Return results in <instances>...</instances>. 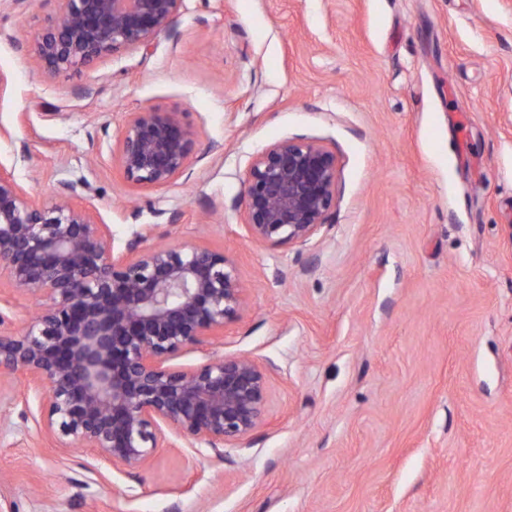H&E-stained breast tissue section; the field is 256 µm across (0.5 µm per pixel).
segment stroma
Here are the masks:
<instances>
[{"mask_svg": "<svg viewBox=\"0 0 512 512\" xmlns=\"http://www.w3.org/2000/svg\"><path fill=\"white\" fill-rule=\"evenodd\" d=\"M58 7L0 0V164L45 203L73 184L115 248L151 225L232 260L238 317L171 364L251 358L269 399L220 457L164 427L131 478L56 448L20 417L39 394L0 383V512H512V0H184L149 48L54 78L28 47ZM145 109L197 133L158 190L116 161ZM287 138L335 153L336 205L272 247L244 181ZM36 309L0 283L14 334Z\"/></svg>", "mask_w": 512, "mask_h": 512, "instance_id": "obj_1", "label": "stroma"}]
</instances>
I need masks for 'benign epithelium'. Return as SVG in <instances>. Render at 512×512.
I'll return each instance as SVG.
<instances>
[{
    "label": "benign epithelium",
    "mask_w": 512,
    "mask_h": 512,
    "mask_svg": "<svg viewBox=\"0 0 512 512\" xmlns=\"http://www.w3.org/2000/svg\"><path fill=\"white\" fill-rule=\"evenodd\" d=\"M29 52L54 77L172 30L183 0H57ZM195 132L178 112L128 117L117 161L126 180L166 187L188 169ZM336 154L305 139L273 143L249 164L244 224L273 247L308 241L336 205ZM62 183L33 198L0 164V277L37 299L21 335L2 330L0 379L20 374L43 391L37 425L60 449L92 448L131 477L162 447L161 424L223 455L262 422L268 373L247 357L192 370L166 365L234 320L245 303L232 261L206 248L148 246L136 234L114 250L107 225Z\"/></svg>",
    "instance_id": "7a95c632"
}]
</instances>
